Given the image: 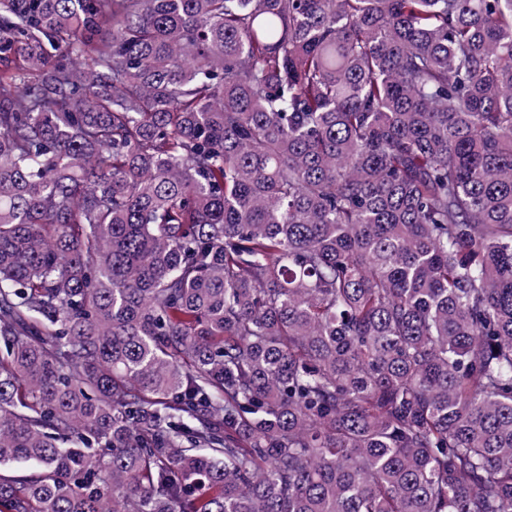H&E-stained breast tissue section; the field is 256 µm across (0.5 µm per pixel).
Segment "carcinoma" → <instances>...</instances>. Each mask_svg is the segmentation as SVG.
Wrapping results in <instances>:
<instances>
[{"instance_id":"1","label":"carcinoma","mask_w":512,"mask_h":512,"mask_svg":"<svg viewBox=\"0 0 512 512\" xmlns=\"http://www.w3.org/2000/svg\"><path fill=\"white\" fill-rule=\"evenodd\" d=\"M0 512H512V0H0Z\"/></svg>"}]
</instances>
